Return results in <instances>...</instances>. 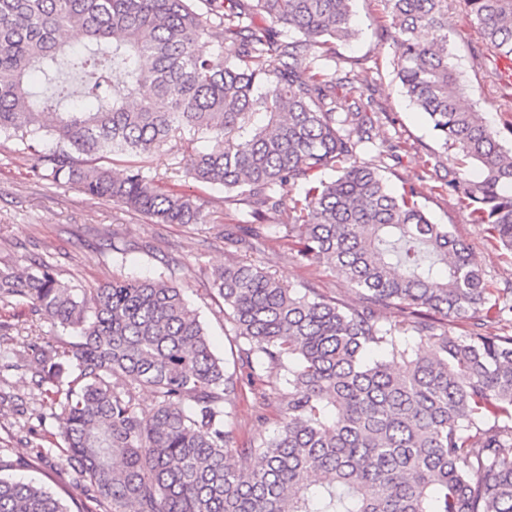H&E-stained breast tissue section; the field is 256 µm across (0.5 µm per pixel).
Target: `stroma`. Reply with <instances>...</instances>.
<instances>
[{"instance_id": "stroma-1", "label": "stroma", "mask_w": 512, "mask_h": 512, "mask_svg": "<svg viewBox=\"0 0 512 512\" xmlns=\"http://www.w3.org/2000/svg\"><path fill=\"white\" fill-rule=\"evenodd\" d=\"M353 10L359 35L338 51L342 57L360 60L368 70L362 102L379 116L368 159L384 167L394 187L418 189L431 221L448 225L471 247L491 287L512 284V253L495 247L484 225L470 223L455 197L441 189L449 169L457 165V155L440 147L426 117L403 92L396 75L400 49L385 0H355ZM447 17L453 64L465 87L460 104L478 112L491 129L502 130L512 120V114L502 110L506 64L486 49L462 0H448ZM206 144L203 138L191 144L174 140L145 160L144 172L155 186L177 189L203 205L200 223L154 224L111 200L33 176L28 154L14 140L0 136V268L46 257L60 280L97 287L120 271L154 277L165 265L178 266V285L206 324L216 353L227 359L235 348L234 336L208 286L211 272L225 262L247 256L289 287L309 285L341 301L356 302L355 293L342 278L325 266L299 260L287 239L270 238L260 251L250 253L225 240V229L246 223L248 215L243 206L226 202L223 187L201 184L189 175L190 155ZM115 242L130 244V251L122 257L113 255ZM142 242L153 245L152 254L137 251ZM0 322L9 326L7 335L0 338V378L5 381L1 388L9 397L0 409V471L47 483L71 512H104L101 504L86 495L76 475L60 468L59 421L42 408L31 367L17 366L13 355L15 349L34 340L56 342V329L32 314L25 299L0 305ZM236 374L244 380L232 420L238 443L257 434L273 435L278 427V401L286 385L259 380L246 383L247 371L242 367ZM259 391L265 392V403H257ZM35 437L40 447L32 446Z\"/></svg>"}]
</instances>
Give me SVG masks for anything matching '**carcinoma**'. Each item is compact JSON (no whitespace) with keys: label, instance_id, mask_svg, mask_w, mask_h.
<instances>
[{"label":"carcinoma","instance_id":"carcinoma-1","mask_svg":"<svg viewBox=\"0 0 512 512\" xmlns=\"http://www.w3.org/2000/svg\"><path fill=\"white\" fill-rule=\"evenodd\" d=\"M193 2L0 0V136L30 151L41 179L156 224H194L193 198L138 167L119 175L89 161L207 134L190 174L249 209L240 242L283 234L359 303L290 288L246 258L211 273L239 360L288 385L276 433L241 448L229 424L238 378L174 268L96 288L59 280L45 258L0 269V303L26 298L78 338L16 351L60 409L61 464L105 512H512V442L501 438L512 422V287H490L415 187L392 189L360 159L376 124L361 103L362 73L354 61L340 78L328 68L341 63L336 43L356 35L354 0ZM386 2L402 49L397 77L458 155L448 192L512 252V148L458 106L448 0ZM463 3L484 42L512 61V0ZM69 27L87 38L78 54L60 39ZM65 67L84 78L82 94L63 83L50 97L36 89L32 74L52 83ZM115 83L127 96L106 94ZM143 85L153 97L130 104ZM293 186L299 199L284 211L277 192ZM388 308L401 319L384 318ZM459 318L472 320L469 335L448 328ZM144 389L156 398L147 410L136 402ZM0 512L68 510L49 488L0 476Z\"/></svg>","mask_w":512,"mask_h":512}]
</instances>
